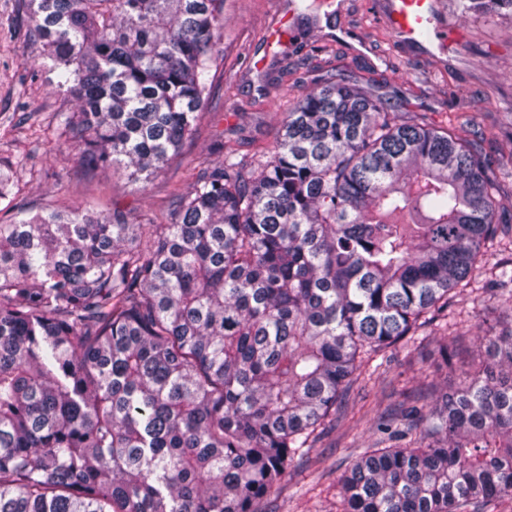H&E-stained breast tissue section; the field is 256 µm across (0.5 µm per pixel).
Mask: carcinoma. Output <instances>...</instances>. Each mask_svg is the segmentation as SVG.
Returning a JSON list of instances; mask_svg holds the SVG:
<instances>
[{"instance_id":"obj_1","label":"carcinoma","mask_w":512,"mask_h":512,"mask_svg":"<svg viewBox=\"0 0 512 512\" xmlns=\"http://www.w3.org/2000/svg\"><path fill=\"white\" fill-rule=\"evenodd\" d=\"M87 168L148 185L195 131L224 0H23ZM512 15V0H460ZM204 160L165 219L16 203L0 160V512H254L370 361L487 265L500 186L453 125L344 78L259 159ZM485 363L340 475L341 512H481L512 496V325Z\"/></svg>"}]
</instances>
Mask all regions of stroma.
Instances as JSON below:
<instances>
[{
  "label": "stroma",
  "mask_w": 512,
  "mask_h": 512,
  "mask_svg": "<svg viewBox=\"0 0 512 512\" xmlns=\"http://www.w3.org/2000/svg\"><path fill=\"white\" fill-rule=\"evenodd\" d=\"M439 2L452 37L430 55L398 41L384 21L383 0H346L330 27L305 0H224V31L197 130L141 189L117 169L85 173L78 149L58 137L57 114L76 111V102L40 70L43 44L31 35L21 0H0V158L25 162L17 203L34 210L97 208L142 222L168 214L190 190L202 157L219 159L223 143L259 156L274 144L289 102L313 90L319 73L336 70L395 111L455 123L466 138L481 134L505 196L500 221L512 222V162L501 156L512 142V16L467 17L459 0ZM284 18L289 36L270 44L271 29ZM490 285L479 277L454 301L453 368L444 366L430 336L390 348L380 377L353 384L309 453L273 494L255 502V512H336L337 477L378 441L376 419L411 407L419 394L441 395L468 369Z\"/></svg>",
  "instance_id": "obj_1"
}]
</instances>
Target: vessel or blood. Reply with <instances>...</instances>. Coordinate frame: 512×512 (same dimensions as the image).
<instances>
[{
    "instance_id": "vessel-or-blood-1",
    "label": "vessel or blood",
    "mask_w": 512,
    "mask_h": 512,
    "mask_svg": "<svg viewBox=\"0 0 512 512\" xmlns=\"http://www.w3.org/2000/svg\"><path fill=\"white\" fill-rule=\"evenodd\" d=\"M437 0H390L386 18L400 41L443 46L447 28L437 18Z\"/></svg>"
}]
</instances>
